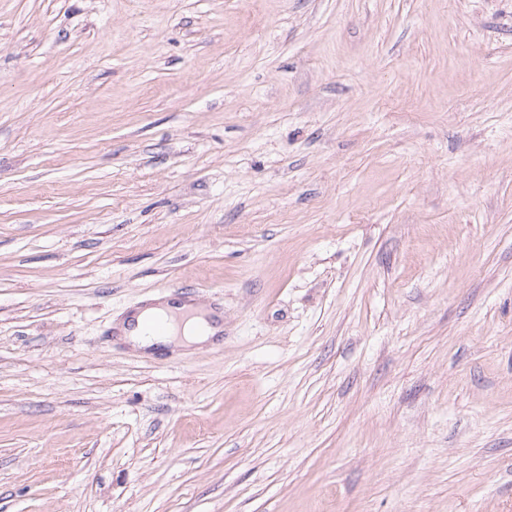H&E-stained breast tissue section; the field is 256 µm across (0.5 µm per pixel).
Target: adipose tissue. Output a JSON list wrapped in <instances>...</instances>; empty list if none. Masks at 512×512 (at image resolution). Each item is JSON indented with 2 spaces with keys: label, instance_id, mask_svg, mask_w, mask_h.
Segmentation results:
<instances>
[{
  "label": "adipose tissue",
  "instance_id": "ef3b65f1",
  "mask_svg": "<svg viewBox=\"0 0 512 512\" xmlns=\"http://www.w3.org/2000/svg\"><path fill=\"white\" fill-rule=\"evenodd\" d=\"M209 309L202 304L188 305L180 302H164L157 305L138 309L134 315V324L122 325V338L132 347L147 350L157 347H170L173 349H188L210 343L220 333V326H210L205 330H198L197 316L207 315ZM170 314V330L162 336H141L136 327L137 322L154 314Z\"/></svg>",
  "mask_w": 512,
  "mask_h": 512
}]
</instances>
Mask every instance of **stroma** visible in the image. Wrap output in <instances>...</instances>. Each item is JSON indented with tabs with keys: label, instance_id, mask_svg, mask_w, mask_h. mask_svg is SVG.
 Segmentation results:
<instances>
[{
	"label": "stroma",
	"instance_id": "stroma-1",
	"mask_svg": "<svg viewBox=\"0 0 512 512\" xmlns=\"http://www.w3.org/2000/svg\"><path fill=\"white\" fill-rule=\"evenodd\" d=\"M0 512H512V0H0ZM185 311H195L199 317L212 314V311L203 304L198 303H180L164 302L157 305L147 306L138 309L132 318L121 323L122 338L132 347L147 350L157 347H170L172 349H188L201 347L210 343L219 334L223 328L222 325L207 326L204 331H198V318H177ZM170 314V330L168 334L162 336L144 337L138 332V325L143 319L154 314ZM131 319H135L136 326L132 325ZM129 324V325H127Z\"/></svg>",
	"mask_w": 512,
	"mask_h": 512
}]
</instances>
